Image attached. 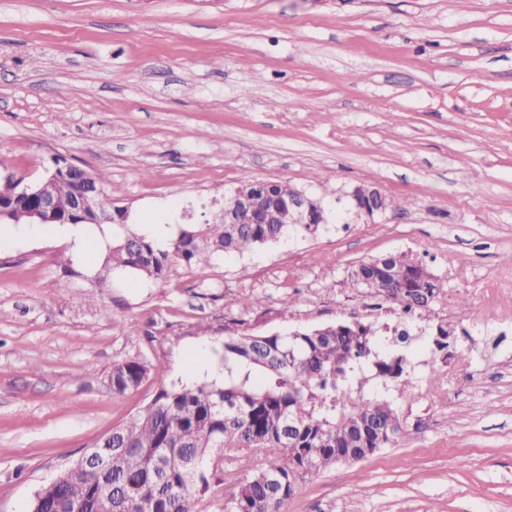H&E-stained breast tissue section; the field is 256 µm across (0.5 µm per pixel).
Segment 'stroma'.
I'll return each mask as SVG.
<instances>
[{
    "instance_id": "1",
    "label": "stroma",
    "mask_w": 512,
    "mask_h": 512,
    "mask_svg": "<svg viewBox=\"0 0 512 512\" xmlns=\"http://www.w3.org/2000/svg\"><path fill=\"white\" fill-rule=\"evenodd\" d=\"M56 155L103 173L138 223H204L246 178L314 196L327 220L161 279L106 270L115 226H87L92 262L16 226L0 252V512H28L161 388L214 381L225 339L342 318L445 321L458 338L446 358L408 350L412 398L370 369L349 378L409 429L308 477L286 512H512V300L486 293L512 289V0H0V183L36 184ZM364 184L393 208L355 216ZM390 253L437 277L431 309L404 315L354 281ZM129 360L147 374L113 393ZM267 464L225 451L204 512ZM147 373L144 364L138 361H127L115 365L112 369V391L123 394L135 390L143 381Z\"/></svg>"
}]
</instances>
